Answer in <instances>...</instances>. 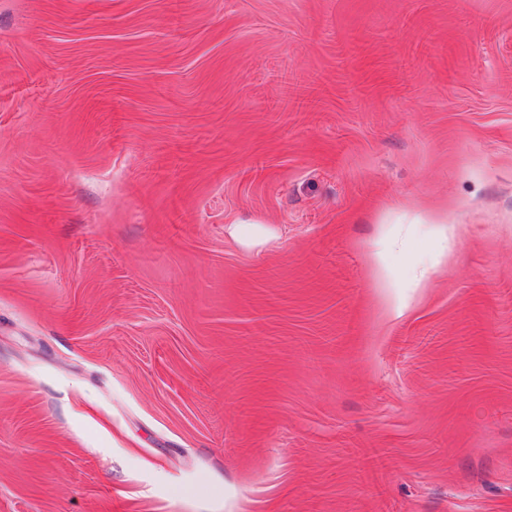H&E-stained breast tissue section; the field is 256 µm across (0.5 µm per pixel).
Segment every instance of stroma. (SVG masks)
I'll return each mask as SVG.
<instances>
[{
  "label": "stroma",
  "mask_w": 512,
  "mask_h": 512,
  "mask_svg": "<svg viewBox=\"0 0 512 512\" xmlns=\"http://www.w3.org/2000/svg\"><path fill=\"white\" fill-rule=\"evenodd\" d=\"M0 512H512V0H0ZM375 280L377 288H381L388 304L390 313L394 316H400L403 312V304L400 301L397 288H400L398 282L393 276L390 268L385 263L381 254L378 255V261L373 262Z\"/></svg>",
  "instance_id": "1"
}]
</instances>
